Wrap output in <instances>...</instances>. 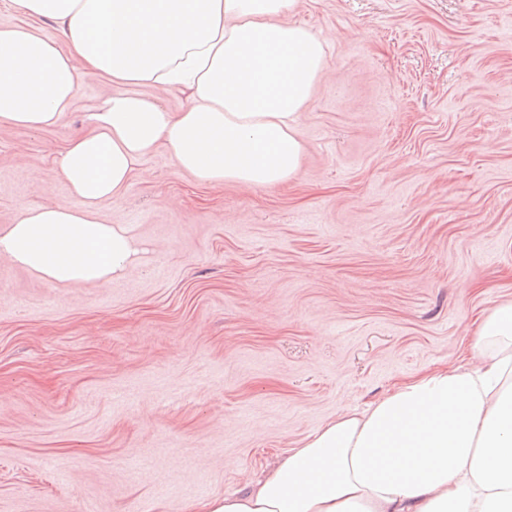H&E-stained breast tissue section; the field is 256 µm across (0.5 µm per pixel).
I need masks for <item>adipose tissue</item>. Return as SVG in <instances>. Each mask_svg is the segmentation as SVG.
I'll use <instances>...</instances> for the list:
<instances>
[{
    "mask_svg": "<svg viewBox=\"0 0 512 512\" xmlns=\"http://www.w3.org/2000/svg\"><path fill=\"white\" fill-rule=\"evenodd\" d=\"M0 23V125L47 130L68 114L77 70L115 89L58 163L70 201L22 208L0 255L57 284H108L141 250L98 216L136 164L165 148L202 185L274 186L296 177L297 127L328 66L327 40L291 22L301 0H10ZM53 22L58 38L40 29ZM187 90L169 111L129 93ZM475 366L395 383L289 449L244 491L205 512H512V302L481 316ZM128 91L154 96L172 112H179L188 105L186 94L177 89H170L162 85L129 86Z\"/></svg>",
    "mask_w": 512,
    "mask_h": 512,
    "instance_id": "adipose-tissue-1",
    "label": "adipose tissue"
}]
</instances>
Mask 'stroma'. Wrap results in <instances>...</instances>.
I'll return each instance as SVG.
<instances>
[{
    "label": "stroma",
    "instance_id": "1",
    "mask_svg": "<svg viewBox=\"0 0 512 512\" xmlns=\"http://www.w3.org/2000/svg\"><path fill=\"white\" fill-rule=\"evenodd\" d=\"M331 35L297 176L198 184L166 149L99 215L143 252L107 285L0 256V512H187L336 416L466 365L512 301V0H302ZM0 127V228L69 201L56 159L112 92Z\"/></svg>",
    "mask_w": 512,
    "mask_h": 512
}]
</instances>
